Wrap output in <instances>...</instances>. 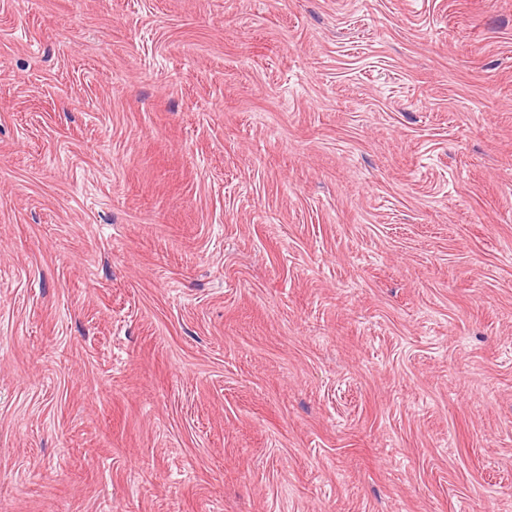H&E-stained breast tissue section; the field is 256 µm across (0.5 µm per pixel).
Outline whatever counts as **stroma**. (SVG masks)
<instances>
[{"mask_svg":"<svg viewBox=\"0 0 512 512\" xmlns=\"http://www.w3.org/2000/svg\"><path fill=\"white\" fill-rule=\"evenodd\" d=\"M0 512H512V0H0Z\"/></svg>","mask_w":512,"mask_h":512,"instance_id":"1","label":"stroma"}]
</instances>
